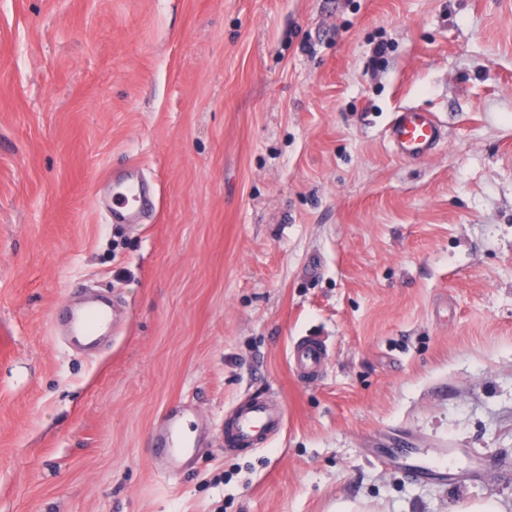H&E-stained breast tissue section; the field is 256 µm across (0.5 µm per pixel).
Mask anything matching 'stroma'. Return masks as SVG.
Segmentation results:
<instances>
[{"instance_id":"35a3bbf8","label":"stroma","mask_w":512,"mask_h":512,"mask_svg":"<svg viewBox=\"0 0 512 512\" xmlns=\"http://www.w3.org/2000/svg\"><path fill=\"white\" fill-rule=\"evenodd\" d=\"M406 106L446 132L417 161ZM131 165L158 203L114 224ZM82 285L118 300L94 354L58 327ZM272 394L281 434L225 452ZM489 496L512 510V0H0V512ZM387 137L397 156L419 159L431 154L444 138V129L431 112L405 107L395 112ZM328 358L326 342L316 336L297 340L290 351V364L294 372L308 378L318 376Z\"/></svg>"}]
</instances>
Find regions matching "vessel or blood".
<instances>
[{"instance_id":"1","label":"vessel or blood","mask_w":512,"mask_h":512,"mask_svg":"<svg viewBox=\"0 0 512 512\" xmlns=\"http://www.w3.org/2000/svg\"><path fill=\"white\" fill-rule=\"evenodd\" d=\"M387 137L397 156L404 159L427 157L444 137V129L432 113L413 107L400 109L393 116ZM154 197L143 182L114 177L112 194L113 220H122L136 212L154 208ZM71 335L84 337L96 343L112 330L110 307L97 302L77 316L69 317ZM328 358L326 342L315 336L297 340L290 351V364L294 372L308 378L318 376ZM286 421L283 403L255 398L236 409L230 426L224 429V445L228 448L252 446L278 435Z\"/></svg>"}]
</instances>
